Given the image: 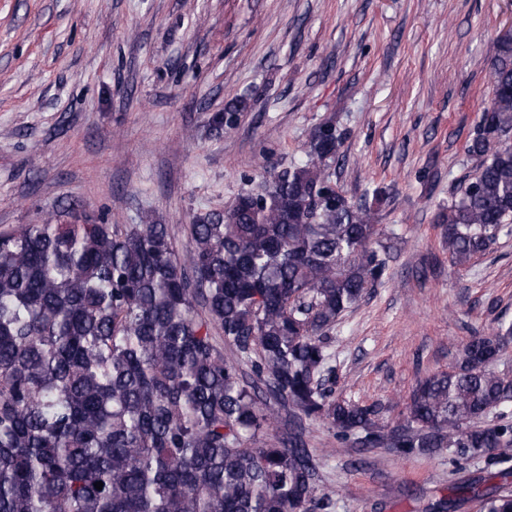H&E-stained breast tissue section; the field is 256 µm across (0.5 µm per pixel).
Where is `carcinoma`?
<instances>
[{
    "label": "carcinoma",
    "instance_id": "cac0c4a2",
    "mask_svg": "<svg viewBox=\"0 0 512 512\" xmlns=\"http://www.w3.org/2000/svg\"><path fill=\"white\" fill-rule=\"evenodd\" d=\"M489 58L467 145L479 168L437 219L459 271L512 223V27ZM247 109L225 104L211 130ZM343 145L333 120L316 125L304 161L192 218L186 260L152 220L0 230V512H326L337 490L319 489L313 421L339 450L482 459L437 512H512L492 483L512 475V377L494 368L511 323L469 337L392 423L336 393L329 333L390 255L376 211L333 184Z\"/></svg>",
    "mask_w": 512,
    "mask_h": 512
}]
</instances>
